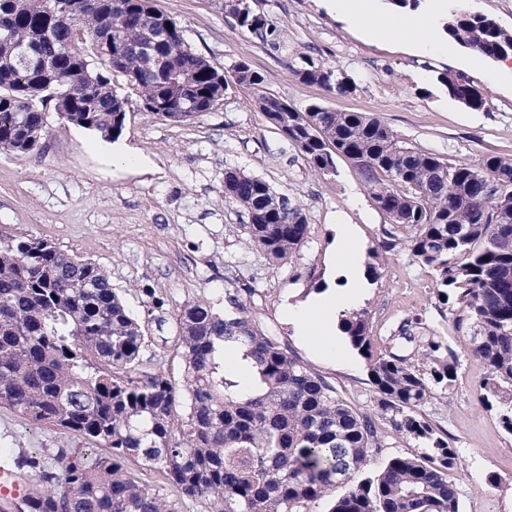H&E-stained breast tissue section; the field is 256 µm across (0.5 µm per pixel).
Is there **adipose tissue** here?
<instances>
[{"instance_id": "adipose-tissue-1", "label": "adipose tissue", "mask_w": 512, "mask_h": 512, "mask_svg": "<svg viewBox=\"0 0 512 512\" xmlns=\"http://www.w3.org/2000/svg\"><path fill=\"white\" fill-rule=\"evenodd\" d=\"M336 13L355 21L367 36L384 35L421 49L436 47L435 30L430 19L374 10L370 0H330ZM335 256L348 285L328 289L309 304L290 305L285 309L288 320L296 325L303 340L326 355L336 353V316L357 306L364 294L361 278L362 253L350 225H343Z\"/></svg>"}]
</instances>
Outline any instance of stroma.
I'll return each instance as SVG.
<instances>
[{
  "label": "stroma",
  "instance_id": "1",
  "mask_svg": "<svg viewBox=\"0 0 512 512\" xmlns=\"http://www.w3.org/2000/svg\"><path fill=\"white\" fill-rule=\"evenodd\" d=\"M151 3L180 23L193 51L222 69L228 83L223 100L177 123L145 111L137 92L128 91L120 141L141 155V167L113 164L111 142L49 116L39 151L24 157L0 151V230L51 240L98 263L133 312L149 317L153 336L171 335L174 313L189 300L202 298L223 309L228 281L256 289L262 319L316 372L371 409L365 359L342 339L332 357L309 349L283 309L307 300L318 282L330 285L340 277L333 262L338 225H355L370 249L377 248L385 219L346 158H337L334 177L310 171L236 84L234 66L247 62L263 76L268 92L297 109L317 103L336 112L366 113L408 144L456 163L512 156V79L489 83L484 75L497 69V61L474 59L458 45L448 53L425 54L385 38H364L326 0H250L275 29L268 43L238 26L224 0ZM304 55L351 77L355 91L341 94L303 83L296 69ZM447 72L485 89V107L473 110L450 99L437 81ZM230 168L263 178L303 206L309 234L295 257L272 264L247 244L241 230L245 213L224 202V173ZM378 262L381 278L367 287L361 303L374 336L385 339L403 320L420 315L457 344L424 269L400 247L380 250ZM156 297L163 298L162 308H153ZM484 372L481 361L462 355L454 390L427 412L458 451L461 512H512V436L477 396L475 384ZM71 441L54 427L27 424L0 408V448L14 455Z\"/></svg>",
  "mask_w": 512,
  "mask_h": 512
}]
</instances>
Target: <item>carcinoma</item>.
<instances>
[{
  "label": "carcinoma",
  "mask_w": 512,
  "mask_h": 512,
  "mask_svg": "<svg viewBox=\"0 0 512 512\" xmlns=\"http://www.w3.org/2000/svg\"><path fill=\"white\" fill-rule=\"evenodd\" d=\"M45 2L0 0L9 30L0 40V150H37L57 97L73 108L66 122L116 141L127 119L118 79L139 92L145 111L171 121L196 117L184 111L191 103L209 112L221 101L217 67L144 0H68L58 20ZM224 9L260 41L274 34L249 0H225ZM159 27L169 40L148 54L141 46ZM445 31L481 57L512 55V33L482 14L453 10ZM108 34L116 50L106 55ZM22 45L34 46L38 59L17 68ZM170 69L188 75L176 92ZM236 74L311 171L335 174L337 156L359 170L388 220L381 246L402 247L428 270L466 351L486 367L479 400L512 436V157L452 163L398 140L375 117L318 104L299 111L267 92L245 62ZM296 74L328 90H355L348 76L309 57ZM438 82L451 99L484 107L470 80L442 73ZM224 202L247 212V241L270 262L305 244L304 209L263 178L226 172ZM254 295L231 283L224 310L196 298L177 311L175 335L160 340L178 357V384L169 372L142 369L155 337L99 264L0 231V407L86 444L45 461L3 458L29 479L25 497L3 510L183 512L186 502L206 499L210 512H318L324 501L326 512H460L457 453L425 412L458 378L460 357L445 337L415 317L378 347L367 310L342 315L341 331L367 360L375 405L365 411L264 323ZM230 343L251 369L248 387L224 368ZM391 439L416 451L371 468Z\"/></svg>",
  "instance_id": "1"
}]
</instances>
